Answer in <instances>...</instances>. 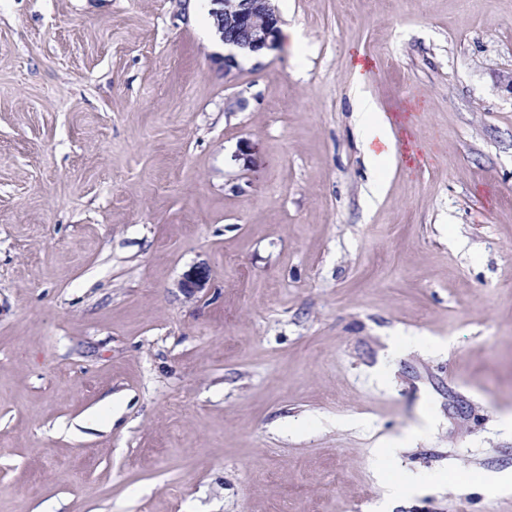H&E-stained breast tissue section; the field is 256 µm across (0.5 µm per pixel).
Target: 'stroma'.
I'll use <instances>...</instances> for the list:
<instances>
[{
  "label": "stroma",
  "instance_id": "stroma-1",
  "mask_svg": "<svg viewBox=\"0 0 512 512\" xmlns=\"http://www.w3.org/2000/svg\"><path fill=\"white\" fill-rule=\"evenodd\" d=\"M275 4L0 0V512H512V0ZM224 45L258 56L278 46L280 15L273 0H209ZM368 66L355 60L352 69L357 83L358 112H355L361 130L362 149L369 160L387 158L395 151V139L391 124L381 112H376L371 99L363 92Z\"/></svg>",
  "mask_w": 512,
  "mask_h": 512
}]
</instances>
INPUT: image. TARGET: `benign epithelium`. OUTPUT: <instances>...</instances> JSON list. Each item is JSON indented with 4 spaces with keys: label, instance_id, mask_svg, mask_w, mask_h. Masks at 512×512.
Returning a JSON list of instances; mask_svg holds the SVG:
<instances>
[{
    "label": "benign epithelium",
    "instance_id": "7a95c632",
    "mask_svg": "<svg viewBox=\"0 0 512 512\" xmlns=\"http://www.w3.org/2000/svg\"><path fill=\"white\" fill-rule=\"evenodd\" d=\"M224 45L262 55L278 46L280 15L273 0H210Z\"/></svg>",
    "mask_w": 512,
    "mask_h": 512
}]
</instances>
